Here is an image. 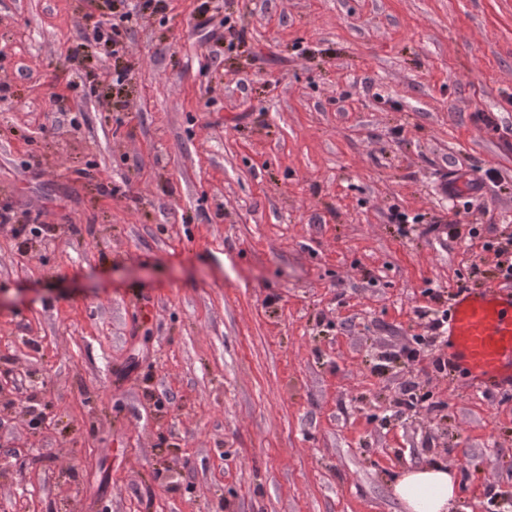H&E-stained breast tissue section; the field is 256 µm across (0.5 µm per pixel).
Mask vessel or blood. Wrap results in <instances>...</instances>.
Listing matches in <instances>:
<instances>
[{
	"instance_id": "vessel-or-blood-1",
	"label": "vessel or blood",
	"mask_w": 512,
	"mask_h": 512,
	"mask_svg": "<svg viewBox=\"0 0 512 512\" xmlns=\"http://www.w3.org/2000/svg\"><path fill=\"white\" fill-rule=\"evenodd\" d=\"M451 370L478 388L512 385V292L493 287L458 288L448 303L442 333Z\"/></svg>"
}]
</instances>
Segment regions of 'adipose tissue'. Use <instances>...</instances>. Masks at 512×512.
<instances>
[{
    "label": "adipose tissue",
    "instance_id": "ef3b65f1",
    "mask_svg": "<svg viewBox=\"0 0 512 512\" xmlns=\"http://www.w3.org/2000/svg\"><path fill=\"white\" fill-rule=\"evenodd\" d=\"M459 481L443 464L405 471L393 493L405 512H453L458 502Z\"/></svg>",
    "mask_w": 512,
    "mask_h": 512
}]
</instances>
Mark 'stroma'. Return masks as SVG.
<instances>
[{
    "mask_svg": "<svg viewBox=\"0 0 512 512\" xmlns=\"http://www.w3.org/2000/svg\"><path fill=\"white\" fill-rule=\"evenodd\" d=\"M112 2L0 0V208L44 226L0 224V512H404L431 463L504 512L512 387L428 336L512 289V0H165L119 58ZM94 37L98 42L112 47V55H119L124 52L122 42L114 37L118 23L111 20L98 19L92 22Z\"/></svg>",
    "mask_w": 512,
    "mask_h": 512,
    "instance_id": "obj_1",
    "label": "stroma"
}]
</instances>
